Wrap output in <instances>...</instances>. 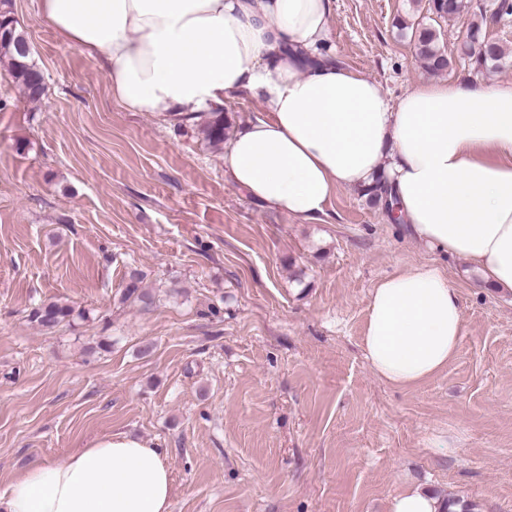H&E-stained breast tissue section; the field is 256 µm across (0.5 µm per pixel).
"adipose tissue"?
Masks as SVG:
<instances>
[{
    "label": "adipose tissue",
    "instance_id": "obj_1",
    "mask_svg": "<svg viewBox=\"0 0 512 512\" xmlns=\"http://www.w3.org/2000/svg\"><path fill=\"white\" fill-rule=\"evenodd\" d=\"M38 15L79 45L129 112L190 124L237 91L265 117L224 142V177L259 207L316 222L337 191L384 181L396 223L433 250L470 261L512 291V82L467 74L423 81L390 100L336 61L332 0H38ZM464 331L456 287L436 264L374 288L363 348L401 389L455 358ZM160 449L128 433L64 462H39L0 487V512H171ZM388 512H461L406 486Z\"/></svg>",
    "mask_w": 512,
    "mask_h": 512
}]
</instances>
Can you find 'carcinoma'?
Here are the masks:
<instances>
[{"label":"carcinoma","instance_id":"obj_1","mask_svg":"<svg viewBox=\"0 0 512 512\" xmlns=\"http://www.w3.org/2000/svg\"><path fill=\"white\" fill-rule=\"evenodd\" d=\"M470 8L469 0H429L428 21L417 23L414 32L417 55L428 73H444L453 64L452 58L438 43L433 22L439 19H456L469 12ZM0 28L3 29L0 33V63L7 67L14 81L30 100H41L46 91L43 72L33 56L26 55L21 50L22 43L27 39L26 33L17 28L7 12L0 14ZM460 51L468 59L472 69L479 74L500 70L512 64V52L506 50L498 41L487 37L482 22L470 23ZM200 118V132L204 139L213 146L223 144L228 129L224 113H203ZM142 283L143 274L140 271H128L121 302L145 307L152 304L154 296L143 288ZM73 318L74 309L60 301L43 302L29 312V320L47 330L69 324Z\"/></svg>","mask_w":512,"mask_h":512}]
</instances>
